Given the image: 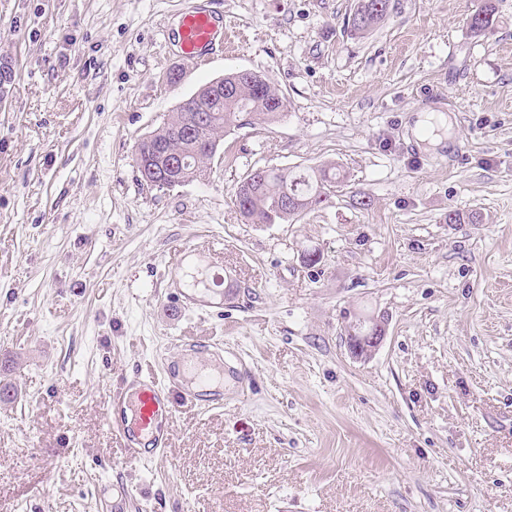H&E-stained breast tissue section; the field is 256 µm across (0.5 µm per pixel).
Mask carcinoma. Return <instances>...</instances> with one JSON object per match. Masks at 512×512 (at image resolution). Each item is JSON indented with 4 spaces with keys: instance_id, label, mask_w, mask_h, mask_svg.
<instances>
[{
    "instance_id": "cac0c4a2",
    "label": "carcinoma",
    "mask_w": 512,
    "mask_h": 512,
    "mask_svg": "<svg viewBox=\"0 0 512 512\" xmlns=\"http://www.w3.org/2000/svg\"><path fill=\"white\" fill-rule=\"evenodd\" d=\"M389 0H356L354 14L347 22L346 31L352 36L368 34L384 23L389 13ZM496 7L493 0H484L470 19L476 33L490 29L495 21ZM286 97L271 81L261 86L245 80L237 81L235 96L211 106L208 119L192 127V133L176 138L172 127L192 122L193 112L180 104L164 126L136 146L135 153L148 149L151 141L162 142L172 151L188 160L185 170L193 179L206 176L211 158L196 154V144L208 141L219 147L224 136L235 129L258 122L271 121L282 115ZM340 179L335 167L313 168L306 174H296L288 169L257 168L237 185L234 202L245 220L251 224H285L296 220L306 210L327 200L330 188Z\"/></svg>"
}]
</instances>
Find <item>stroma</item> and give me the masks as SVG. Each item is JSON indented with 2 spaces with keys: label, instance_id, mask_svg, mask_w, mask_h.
I'll return each instance as SVG.
<instances>
[{
  "label": "stroma",
  "instance_id": "35a3bbf8",
  "mask_svg": "<svg viewBox=\"0 0 512 512\" xmlns=\"http://www.w3.org/2000/svg\"><path fill=\"white\" fill-rule=\"evenodd\" d=\"M197 4L237 33L199 59L164 38ZM481 4L391 0L354 38L355 0H0V512H113L123 486V512H512V0L477 35ZM245 69L284 115L146 186L137 143ZM424 105L457 149L409 148ZM325 163L343 180L296 221L233 202L253 169ZM184 247L224 302L173 318ZM358 316L385 324L363 358ZM180 336L223 352L224 406L178 408L165 458L127 461L109 377ZM353 321L346 327V332L353 327ZM364 323L355 325L356 331H350L348 344L351 353L356 357L367 356L373 349L378 347L385 335V327L381 320H375L368 329L363 328ZM373 328V329H372Z\"/></svg>",
  "mask_w": 512,
  "mask_h": 512
}]
</instances>
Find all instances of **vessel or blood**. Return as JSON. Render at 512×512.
Here are the masks:
<instances>
[{
    "mask_svg": "<svg viewBox=\"0 0 512 512\" xmlns=\"http://www.w3.org/2000/svg\"><path fill=\"white\" fill-rule=\"evenodd\" d=\"M223 19L204 9L180 13L171 33L183 53L204 56L208 47L225 36ZM184 355L181 365L167 366L163 377L140 371L124 375L112 389L105 414L116 441L130 461L156 459L168 445L162 420L172 418L178 406L220 408L224 405V362L207 342L178 339Z\"/></svg>",
    "mask_w": 512,
    "mask_h": 512,
    "instance_id": "obj_1",
    "label": "vessel or blood"
}]
</instances>
